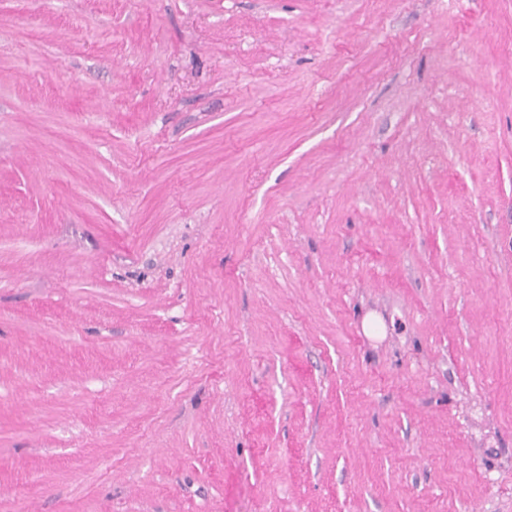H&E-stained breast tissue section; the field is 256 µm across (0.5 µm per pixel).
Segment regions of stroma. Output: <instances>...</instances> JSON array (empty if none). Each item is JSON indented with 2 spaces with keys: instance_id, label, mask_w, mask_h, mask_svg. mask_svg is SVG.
<instances>
[{
  "instance_id": "stroma-1",
  "label": "stroma",
  "mask_w": 512,
  "mask_h": 512,
  "mask_svg": "<svg viewBox=\"0 0 512 512\" xmlns=\"http://www.w3.org/2000/svg\"><path fill=\"white\" fill-rule=\"evenodd\" d=\"M0 512H512V0H0Z\"/></svg>"
}]
</instances>
